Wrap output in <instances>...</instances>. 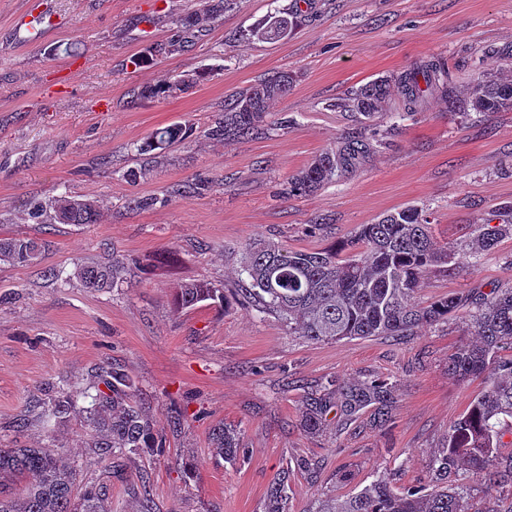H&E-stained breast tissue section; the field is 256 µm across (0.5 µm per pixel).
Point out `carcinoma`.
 I'll return each instance as SVG.
<instances>
[{
    "label": "carcinoma",
    "instance_id": "carcinoma-1",
    "mask_svg": "<svg viewBox=\"0 0 512 512\" xmlns=\"http://www.w3.org/2000/svg\"><path fill=\"white\" fill-rule=\"evenodd\" d=\"M305 17L300 2L281 15L269 16L248 30L257 40H279L297 28ZM203 75L174 77L151 90L170 95L196 84ZM293 77L286 71L262 79L251 92L224 109V122L214 133L226 138L264 133L272 103L288 96ZM396 88L405 109L418 112L430 97L448 101L450 112H501L512 110V78L484 73L465 92L451 86L445 62L430 59L390 79L376 80L349 93L343 106L372 120ZM190 129L171 125L157 129L139 146L146 153L164 150L185 141ZM370 144L361 136L336 142L291 181V192L309 195L324 184L354 175L369 157ZM51 219L58 224H94L98 211L93 201L68 194L49 204ZM512 235V224H475L467 248L439 246L433 240L425 211L407 206L382 215L373 224L360 225L348 238L315 251L284 250L258 239L246 248L243 271L248 284L239 289L246 302L256 303L262 313H274L288 328L315 342L374 336H404L422 326L448 323L460 310L469 309L473 338L448 356V377L465 381L483 376L487 386L467 411L450 427L447 444L431 456L435 478L431 486L393 488L380 475L357 494L328 498L314 512H512L501 509L497 494L512 486V460L499 455L504 425L512 421V358L499 352L512 348V288L494 287L466 297L449 295L426 306L415 302L431 269L461 264L460 258L493 250L501 238ZM44 246L35 237L0 238V259L29 265L42 257ZM123 269L116 259L110 265L85 266L78 275L94 291L113 287ZM224 294L204 281H189L175 292L177 307L189 308ZM106 390H97L86 412L95 428L94 447L104 458L140 448H160L150 421L141 407L127 402L136 391L135 380L123 371L109 369L103 379ZM398 385L388 380L330 381L305 398L300 427L316 434L324 430L327 416L335 413L345 427L368 416L374 428L393 422ZM74 408L69 396L48 400L45 417L64 422ZM211 442L228 460L239 451L238 433L228 426L213 429ZM482 475L480 494L488 507L475 506L473 489L465 484L448 485L463 473ZM283 468L267 489L266 512H288V478ZM76 475L52 448H0V512H107L101 491L75 493Z\"/></svg>",
    "mask_w": 512,
    "mask_h": 512
}]
</instances>
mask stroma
I'll return each mask as SVG.
<instances>
[{
	"mask_svg": "<svg viewBox=\"0 0 512 512\" xmlns=\"http://www.w3.org/2000/svg\"><path fill=\"white\" fill-rule=\"evenodd\" d=\"M209 0H0V237L44 240L41 263L0 260V447L54 448L78 489L105 490L108 512H264L282 466L296 470L288 512L359 492L379 475L397 486L431 481L429 462L448 430L486 388L449 379V355L471 336L464 317L409 336L316 343L236 296L246 246L319 249L415 205L441 245L465 247L476 224L512 215V112H452L429 98L422 111L392 97L371 126L339 108L351 89L433 57L465 90L480 74L512 76V0H313L306 19L277 41L244 31L291 0H237L180 32L172 18L203 14ZM206 80L170 96L150 89L182 74ZM294 82L259 138L210 130L227 103L258 80ZM191 126L183 143L139 154L160 127ZM352 132L373 150L352 177L311 195L290 181ZM97 202L94 224L37 223V202L61 193ZM154 198L141 209L134 200ZM126 272L107 292L77 269L110 257ZM204 280L227 296L178 308L182 282ZM512 286V236L463 269L427 274L416 300ZM135 380L163 452L145 448L104 461L85 407L104 366ZM400 381L394 424L358 421L310 435L299 428L308 386L327 380ZM75 407L54 424L47 386ZM182 426H174L176 411ZM240 431L243 452L216 455L219 424Z\"/></svg>",
	"mask_w": 512,
	"mask_h": 512,
	"instance_id": "stroma-1",
	"label": "stroma"
}]
</instances>
